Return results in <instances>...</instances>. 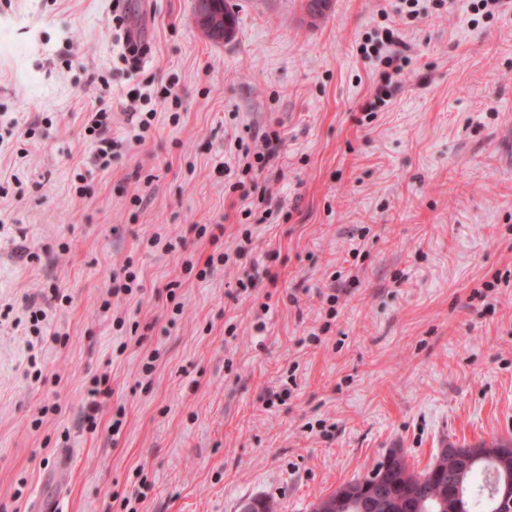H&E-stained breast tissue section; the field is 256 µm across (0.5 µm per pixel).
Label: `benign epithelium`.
<instances>
[{
	"instance_id": "obj_1",
	"label": "benign epithelium",
	"mask_w": 512,
	"mask_h": 512,
	"mask_svg": "<svg viewBox=\"0 0 512 512\" xmlns=\"http://www.w3.org/2000/svg\"><path fill=\"white\" fill-rule=\"evenodd\" d=\"M197 27L214 42L227 41L232 36V23L224 16L222 0H197L195 12ZM491 458L504 471H512V444L509 442L487 443H445L439 448L438 463L431 466L432 477L440 479L443 470L455 474L469 469L475 463ZM404 456L394 451L383 460L380 471L372 476V482H348L312 506V512H388L390 505L386 487ZM498 501L504 512H512V479L495 486Z\"/></svg>"
}]
</instances>
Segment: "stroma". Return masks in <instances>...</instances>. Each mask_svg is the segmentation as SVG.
I'll use <instances>...</instances> for the list:
<instances>
[{
	"label": "stroma",
	"mask_w": 512,
	"mask_h": 512,
	"mask_svg": "<svg viewBox=\"0 0 512 512\" xmlns=\"http://www.w3.org/2000/svg\"><path fill=\"white\" fill-rule=\"evenodd\" d=\"M195 2L124 0L180 119L103 168L84 110L104 102L123 137L132 84L112 0H0V113L18 121L0 126V512H310L390 452L419 472L448 441L512 440V13L230 0L214 43ZM391 25L411 63L366 112L383 66L360 46ZM270 126L258 224L217 168ZM127 267L142 290L108 297ZM109 381L110 377L105 373L95 376L91 380V388L88 389V395L92 400L88 404V412L84 417L87 428L91 431L97 428V414L101 408V402L96 399L100 396L109 397L112 393Z\"/></svg>",
	"instance_id": "stroma-1"
}]
</instances>
